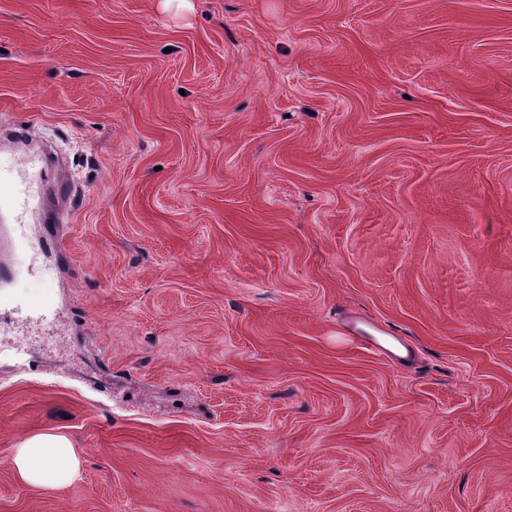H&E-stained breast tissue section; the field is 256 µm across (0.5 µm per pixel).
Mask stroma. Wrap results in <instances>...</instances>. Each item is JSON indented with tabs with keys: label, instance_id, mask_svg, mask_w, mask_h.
<instances>
[{
	"label": "stroma",
	"instance_id": "obj_1",
	"mask_svg": "<svg viewBox=\"0 0 512 512\" xmlns=\"http://www.w3.org/2000/svg\"><path fill=\"white\" fill-rule=\"evenodd\" d=\"M16 127L0 512H512V0H0ZM34 192V181L26 172L19 171L8 181L0 180V211L6 208L15 224H26ZM12 463L21 481L37 486L67 484L80 467V460L69 439L53 433L36 434L25 439L16 448Z\"/></svg>",
	"mask_w": 512,
	"mask_h": 512
}]
</instances>
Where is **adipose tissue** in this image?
Here are the masks:
<instances>
[{
  "mask_svg": "<svg viewBox=\"0 0 512 512\" xmlns=\"http://www.w3.org/2000/svg\"><path fill=\"white\" fill-rule=\"evenodd\" d=\"M13 467L19 479L30 485H64L80 467L69 439L41 433L28 437L15 450Z\"/></svg>",
  "mask_w": 512,
  "mask_h": 512,
  "instance_id": "adipose-tissue-1",
  "label": "adipose tissue"
}]
</instances>
